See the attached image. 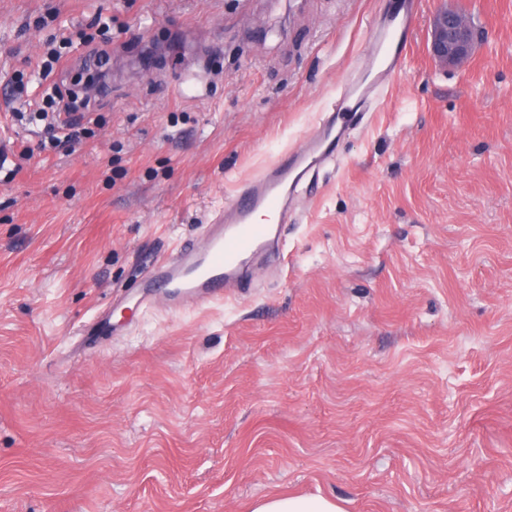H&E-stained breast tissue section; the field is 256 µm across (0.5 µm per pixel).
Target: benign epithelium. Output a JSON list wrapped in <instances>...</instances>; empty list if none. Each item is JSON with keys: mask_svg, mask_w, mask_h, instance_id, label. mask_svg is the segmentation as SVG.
<instances>
[{"mask_svg": "<svg viewBox=\"0 0 512 512\" xmlns=\"http://www.w3.org/2000/svg\"><path fill=\"white\" fill-rule=\"evenodd\" d=\"M484 33L475 30L468 16L457 8L441 7L431 22V51L443 66H462L472 59Z\"/></svg>", "mask_w": 512, "mask_h": 512, "instance_id": "7a95c632", "label": "benign epithelium"}]
</instances>
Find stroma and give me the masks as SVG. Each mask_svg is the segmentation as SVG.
<instances>
[{"label":"stroma","instance_id":"stroma-1","mask_svg":"<svg viewBox=\"0 0 512 512\" xmlns=\"http://www.w3.org/2000/svg\"><path fill=\"white\" fill-rule=\"evenodd\" d=\"M402 2L0 0V85H25L0 95V512H512V0H422L284 265L114 301L326 117ZM445 5L485 32L463 68L429 53ZM60 96L98 118L67 151L34 117ZM104 307L122 335H76ZM252 512H345L336 501L320 495H273L259 502Z\"/></svg>","mask_w":512,"mask_h":512}]
</instances>
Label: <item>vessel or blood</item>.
I'll use <instances>...</instances> for the list:
<instances>
[{"label": "vessel or blood", "mask_w": 512, "mask_h": 512, "mask_svg": "<svg viewBox=\"0 0 512 512\" xmlns=\"http://www.w3.org/2000/svg\"><path fill=\"white\" fill-rule=\"evenodd\" d=\"M421 0H407L394 15L378 20L375 37L343 82L330 114L301 143L246 183L198 240L149 265L126 301L139 309L163 300L172 310L223 300L228 288L251 287L255 259L282 257V225L300 183L332 160L349 127L345 115L366 112L384 99L392 77L406 64L405 50Z\"/></svg>", "instance_id": "b4317fda"}]
</instances>
